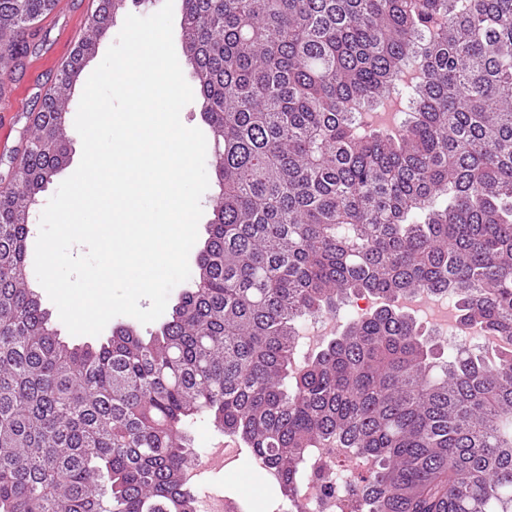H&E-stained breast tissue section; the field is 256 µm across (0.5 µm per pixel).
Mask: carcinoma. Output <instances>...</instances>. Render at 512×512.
I'll list each match as a JSON object with an SVG mask.
<instances>
[{
	"mask_svg": "<svg viewBox=\"0 0 512 512\" xmlns=\"http://www.w3.org/2000/svg\"><path fill=\"white\" fill-rule=\"evenodd\" d=\"M50 2L0 0L9 60ZM101 2L0 188V512H197L200 415L293 503L338 442L377 462L359 512H512V348L450 347L392 304L443 293L512 340V0H182L219 187L207 244L159 333L71 346L26 239L125 0ZM413 58L406 133L366 128ZM366 296L390 304L295 373L301 322Z\"/></svg>",
	"mask_w": 512,
	"mask_h": 512,
	"instance_id": "cac0c4a2",
	"label": "carcinoma"
}]
</instances>
